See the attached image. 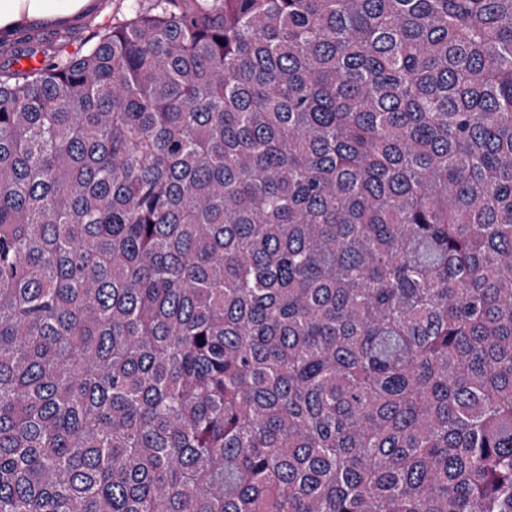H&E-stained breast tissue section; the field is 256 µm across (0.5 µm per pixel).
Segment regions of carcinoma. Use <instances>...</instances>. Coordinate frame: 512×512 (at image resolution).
<instances>
[{"instance_id": "cac0c4a2", "label": "carcinoma", "mask_w": 512, "mask_h": 512, "mask_svg": "<svg viewBox=\"0 0 512 512\" xmlns=\"http://www.w3.org/2000/svg\"><path fill=\"white\" fill-rule=\"evenodd\" d=\"M0 69V512H512V0H133Z\"/></svg>"}]
</instances>
